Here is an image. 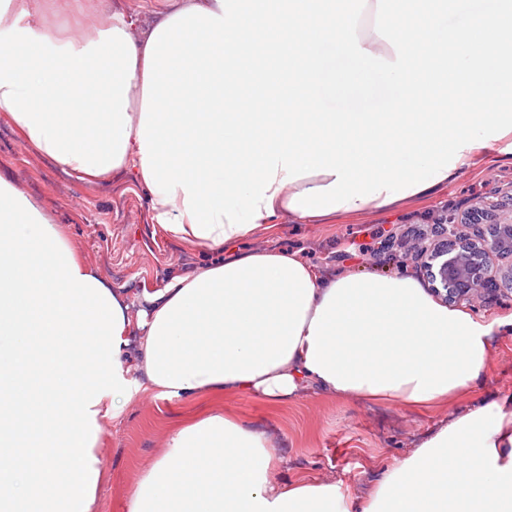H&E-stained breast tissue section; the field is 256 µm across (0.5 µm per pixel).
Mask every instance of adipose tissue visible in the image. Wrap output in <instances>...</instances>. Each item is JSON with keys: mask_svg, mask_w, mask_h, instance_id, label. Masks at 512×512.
I'll return each instance as SVG.
<instances>
[{"mask_svg": "<svg viewBox=\"0 0 512 512\" xmlns=\"http://www.w3.org/2000/svg\"><path fill=\"white\" fill-rule=\"evenodd\" d=\"M96 0L49 25L41 0H0V119L77 181L144 184L139 124L150 31ZM328 174L273 184L259 232ZM150 196L172 238L219 253L142 292L113 290L64 225L0 178V512H94L104 425L145 397L245 395L279 406L313 390L346 404L452 410L480 385L512 314L436 301L410 273L322 270L299 252L193 234ZM273 435L214 407L181 421L130 483L126 512H512V392L453 413L362 494L276 479Z\"/></svg>", "mask_w": 512, "mask_h": 512, "instance_id": "obj_1", "label": "adipose tissue"}]
</instances>
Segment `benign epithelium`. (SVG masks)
Returning <instances> with one entry per match:
<instances>
[{"instance_id":"obj_1","label":"benign epithelium","mask_w":512,"mask_h":512,"mask_svg":"<svg viewBox=\"0 0 512 512\" xmlns=\"http://www.w3.org/2000/svg\"><path fill=\"white\" fill-rule=\"evenodd\" d=\"M412 252L428 290L450 305L512 297V209L462 218L444 209Z\"/></svg>"}]
</instances>
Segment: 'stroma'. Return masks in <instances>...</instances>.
Returning a JSON list of instances; mask_svg holds the SVG:
<instances>
[{"label":"stroma","mask_w":512,"mask_h":512,"mask_svg":"<svg viewBox=\"0 0 512 512\" xmlns=\"http://www.w3.org/2000/svg\"><path fill=\"white\" fill-rule=\"evenodd\" d=\"M0 176L47 205L56 223L68 225L86 260L129 296L162 287L173 269L198 270L214 260L213 255L170 240L153 223L143 188L127 179L105 186L78 183L25 149L1 121ZM511 205L512 159H501L464 172L448 187L394 211L343 216L328 224L277 219L273 232L249 245L296 250L324 270L348 263L369 272L393 273L412 267L415 232L427 229L441 210L458 214L474 207L492 211ZM362 244L372 246V254L357 257ZM506 389L512 390L511 336L501 338L481 386L464 404L479 405ZM211 405L206 398L173 403L146 398L106 424L102 463L107 477L98 491V512H125L126 490L157 455L164 431ZM223 406L279 439L284 458L279 479H325L359 493L374 483L382 464L407 454L445 417L436 410L345 405L313 395L277 407L235 396L224 399Z\"/></svg>","instance_id":"35a3bbf8"}]
</instances>
